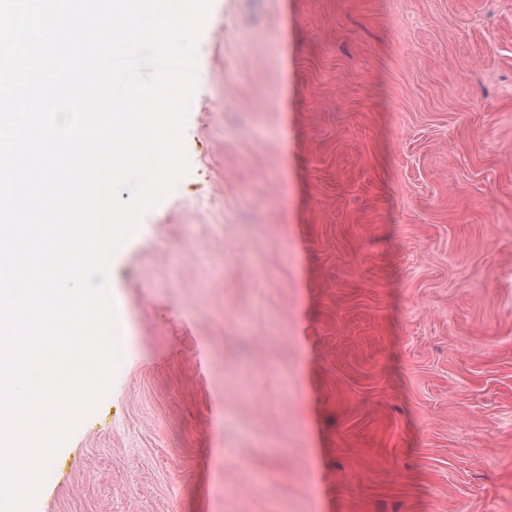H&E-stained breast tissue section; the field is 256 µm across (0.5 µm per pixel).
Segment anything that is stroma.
<instances>
[{
	"instance_id": "35a3bbf8",
	"label": "stroma",
	"mask_w": 512,
	"mask_h": 512,
	"mask_svg": "<svg viewBox=\"0 0 512 512\" xmlns=\"http://www.w3.org/2000/svg\"><path fill=\"white\" fill-rule=\"evenodd\" d=\"M196 60L35 512H512V0H211Z\"/></svg>"
}]
</instances>
